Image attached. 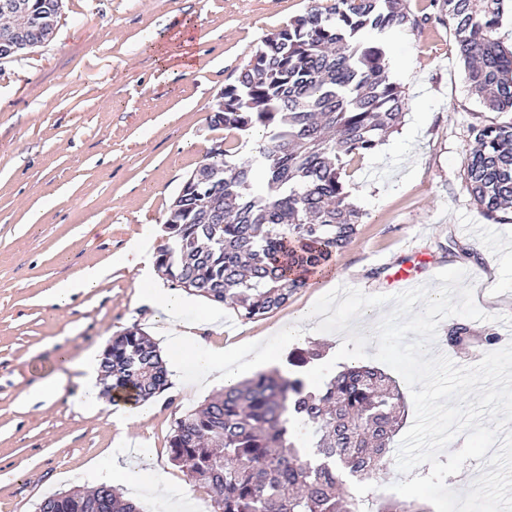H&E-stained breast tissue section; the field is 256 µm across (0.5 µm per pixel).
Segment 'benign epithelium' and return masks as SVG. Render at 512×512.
Here are the masks:
<instances>
[{"label":"benign epithelium","mask_w":512,"mask_h":512,"mask_svg":"<svg viewBox=\"0 0 512 512\" xmlns=\"http://www.w3.org/2000/svg\"><path fill=\"white\" fill-rule=\"evenodd\" d=\"M62 0L34 13L21 0H0V59L32 53L55 34Z\"/></svg>","instance_id":"benign-epithelium-1"}]
</instances>
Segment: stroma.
I'll return each mask as SVG.
<instances>
[{
  "label": "stroma",
  "instance_id": "stroma-1",
  "mask_svg": "<svg viewBox=\"0 0 512 512\" xmlns=\"http://www.w3.org/2000/svg\"><path fill=\"white\" fill-rule=\"evenodd\" d=\"M311 0H63L54 39L0 63V512H37L48 495L76 490L80 475L118 447L125 431L107 409H80L83 358L108 336L138 326L163 345L169 324L145 304L144 265L122 255L163 222L184 180L224 132L209 115L251 50ZM189 51L192 71L160 67L157 47ZM387 75L406 93L401 124L348 177L363 214L343 252L280 309L244 320L217 305L198 311L211 344L264 340L337 286L398 294L463 269L486 320L504 333L512 317V222L487 219L471 200L462 162L470 129L499 120L472 94L448 27L430 22L388 45ZM109 264L99 287L65 304L52 285ZM407 272L404 281L396 272ZM64 382L52 403L32 398ZM190 386L149 401L129 444L137 486L123 495L143 512H167L159 473L179 486L189 512H207L202 490L169 457L176 417L211 396Z\"/></svg>",
  "mask_w": 512,
  "mask_h": 512
}]
</instances>
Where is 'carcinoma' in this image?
<instances>
[{"label":"carcinoma","mask_w":512,"mask_h":512,"mask_svg":"<svg viewBox=\"0 0 512 512\" xmlns=\"http://www.w3.org/2000/svg\"><path fill=\"white\" fill-rule=\"evenodd\" d=\"M503 0H314L251 52L209 117L225 131L188 179L164 221L169 244L156 268L176 290L198 294L246 319L285 305L356 234L362 213L348 201L347 168L401 122L404 90L385 77V41L434 19L449 27L472 91L490 112H512V50L497 31ZM263 128L256 153L235 156ZM464 157L469 194L499 222L512 214V119L471 129ZM448 326L454 347L471 340ZM321 359L300 349L288 373L260 372L224 387L177 417L170 459L205 489L211 512H360L347 478L380 480L405 412L398 383L368 365H347L311 387L304 368ZM101 372L105 392L146 402L168 388L160 351L137 326L112 338ZM38 512H141L112 486L56 493ZM377 512H430L390 498Z\"/></svg>","instance_id":"obj_1"}]
</instances>
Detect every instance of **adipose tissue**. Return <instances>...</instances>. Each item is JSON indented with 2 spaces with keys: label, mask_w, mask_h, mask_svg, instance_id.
Instances as JSON below:
<instances>
[{
  "label": "adipose tissue",
  "mask_w": 512,
  "mask_h": 512,
  "mask_svg": "<svg viewBox=\"0 0 512 512\" xmlns=\"http://www.w3.org/2000/svg\"><path fill=\"white\" fill-rule=\"evenodd\" d=\"M169 343L176 348L189 347L197 370L198 381L208 384L230 385L236 382L241 370L251 366H265L275 359L271 350L264 346L242 351L239 347H216L201 336L187 329L172 328Z\"/></svg>",
  "instance_id": "1"
}]
</instances>
